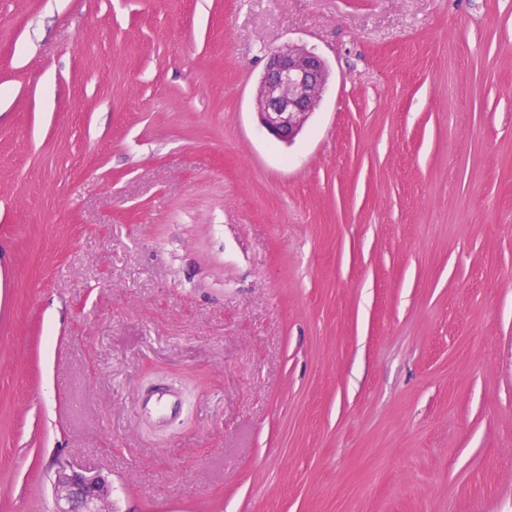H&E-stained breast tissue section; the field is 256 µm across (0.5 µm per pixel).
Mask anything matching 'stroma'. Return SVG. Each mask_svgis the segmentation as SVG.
Masks as SVG:
<instances>
[{
	"instance_id": "obj_1",
	"label": "stroma",
	"mask_w": 512,
	"mask_h": 512,
	"mask_svg": "<svg viewBox=\"0 0 512 512\" xmlns=\"http://www.w3.org/2000/svg\"><path fill=\"white\" fill-rule=\"evenodd\" d=\"M59 459L115 512H512V0H0V512ZM329 69L317 53L299 45L272 51L256 86L255 107L262 132L291 144L326 92Z\"/></svg>"
}]
</instances>
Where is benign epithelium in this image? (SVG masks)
<instances>
[{"instance_id":"7a95c632","label":"benign epithelium","mask_w":512,"mask_h":512,"mask_svg":"<svg viewBox=\"0 0 512 512\" xmlns=\"http://www.w3.org/2000/svg\"><path fill=\"white\" fill-rule=\"evenodd\" d=\"M328 80L327 63L317 53L290 44L272 51L255 92L262 132L276 142L291 144L319 106ZM51 481L53 512H112V485L104 474L59 460Z\"/></svg>"}]
</instances>
